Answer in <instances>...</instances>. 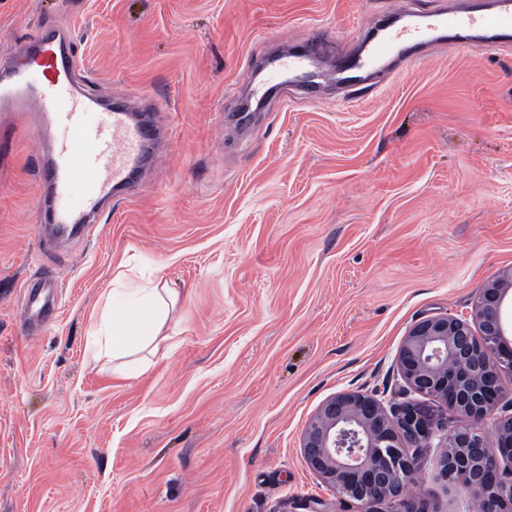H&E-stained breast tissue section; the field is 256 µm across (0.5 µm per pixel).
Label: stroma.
<instances>
[{
	"label": "stroma",
	"mask_w": 512,
	"mask_h": 512,
	"mask_svg": "<svg viewBox=\"0 0 512 512\" xmlns=\"http://www.w3.org/2000/svg\"><path fill=\"white\" fill-rule=\"evenodd\" d=\"M443 0H0V64L49 27L78 79L153 101L168 132L137 194L92 238L37 231L34 112L0 155V512H359L301 439L340 392L404 402L410 328L470 319L512 268V44L442 51L378 89L282 92L231 121L249 63L319 29L353 47L371 16ZM151 279L178 297L147 372L88 359L91 314ZM59 277L27 330L23 282ZM405 493L467 512L436 451Z\"/></svg>",
	"instance_id": "stroma-1"
}]
</instances>
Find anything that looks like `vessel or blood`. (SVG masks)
<instances>
[{
    "label": "vessel or blood",
    "mask_w": 512,
    "mask_h": 512,
    "mask_svg": "<svg viewBox=\"0 0 512 512\" xmlns=\"http://www.w3.org/2000/svg\"><path fill=\"white\" fill-rule=\"evenodd\" d=\"M511 42L512 0H466L463 9L440 8L424 16L403 11L390 23L373 25L355 48L331 63L321 33L300 37L269 62L266 81L254 85L252 95L264 100L275 85L305 90L314 100L325 75L356 87L418 64L439 47L491 51ZM27 59L39 67V79L23 67L0 69V112L50 105L44 126L59 136L53 149L37 155L40 234L49 244L91 235L106 202L136 191L166 133L150 104L135 109L119 99L105 103L80 88L77 50L66 32L51 29L29 42ZM52 285L47 277L24 283L30 318L52 319Z\"/></svg>",
    "instance_id": "b4317fda"
}]
</instances>
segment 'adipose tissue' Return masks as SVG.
<instances>
[{
  "label": "adipose tissue",
  "instance_id": "1",
  "mask_svg": "<svg viewBox=\"0 0 512 512\" xmlns=\"http://www.w3.org/2000/svg\"><path fill=\"white\" fill-rule=\"evenodd\" d=\"M177 302L167 288L150 286L109 294L95 322L90 348L94 363L148 369L169 312Z\"/></svg>",
  "mask_w": 512,
  "mask_h": 512
}]
</instances>
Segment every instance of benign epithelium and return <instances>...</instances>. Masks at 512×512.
I'll list each match as a JSON object with an SVG mask.
<instances>
[{
  "instance_id": "obj_1",
  "label": "benign epithelium",
  "mask_w": 512,
  "mask_h": 512,
  "mask_svg": "<svg viewBox=\"0 0 512 512\" xmlns=\"http://www.w3.org/2000/svg\"><path fill=\"white\" fill-rule=\"evenodd\" d=\"M512 271L481 289L473 322L435 316L416 323L397 354L408 389L439 400L462 418L436 420L407 401L386 409L373 395L338 393L308 423L302 452L309 467L361 512H435L403 491L421 467L412 448L442 433L455 453H440L441 476L462 487L475 512H512ZM496 448L483 423L495 411Z\"/></svg>"
}]
</instances>
